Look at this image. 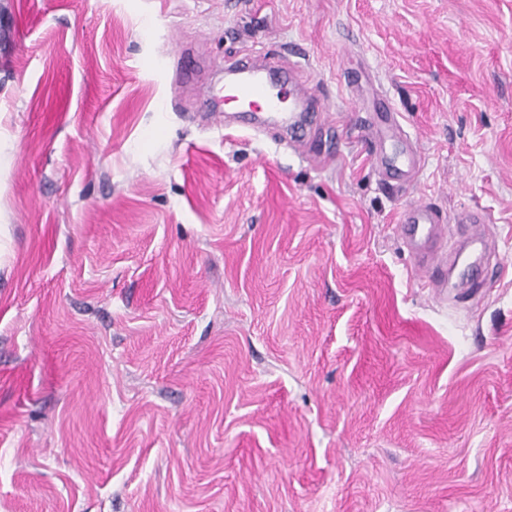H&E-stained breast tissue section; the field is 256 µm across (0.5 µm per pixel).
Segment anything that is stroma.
Wrapping results in <instances>:
<instances>
[{"label": "stroma", "mask_w": 512, "mask_h": 512, "mask_svg": "<svg viewBox=\"0 0 512 512\" xmlns=\"http://www.w3.org/2000/svg\"><path fill=\"white\" fill-rule=\"evenodd\" d=\"M244 55L303 142L206 109ZM0 512H512V0H0ZM381 167L386 176L401 174L406 181L413 180L419 173L421 168V159L413 151L407 150L404 160L397 164L387 154L380 157ZM443 223L442 215L425 203L414 204L401 213L400 235L423 272L431 269L433 253L451 237L449 222ZM487 223L486 215L479 210L469 211L455 221V224L461 225L453 237L450 247H448V255L444 253L445 269L453 263L455 254L462 249L478 251L480 256L486 258L487 261L489 260L493 253L492 246L489 240L477 230L480 224Z\"/></svg>", "instance_id": "1"}]
</instances>
